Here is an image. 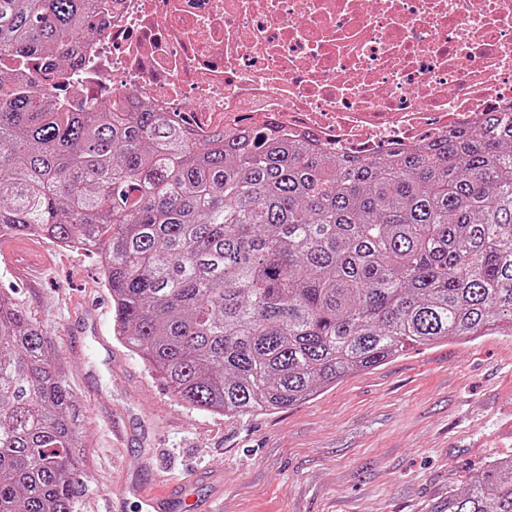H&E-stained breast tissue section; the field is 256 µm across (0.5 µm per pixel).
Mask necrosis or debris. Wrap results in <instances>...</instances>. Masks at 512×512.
I'll list each match as a JSON object with an SVG mask.
<instances>
[{
  "mask_svg": "<svg viewBox=\"0 0 512 512\" xmlns=\"http://www.w3.org/2000/svg\"><path fill=\"white\" fill-rule=\"evenodd\" d=\"M73 107L134 93L214 127L314 134L339 154L405 149L512 107V0H112Z\"/></svg>",
  "mask_w": 512,
  "mask_h": 512,
  "instance_id": "obj_1",
  "label": "necrosis or debris"
}]
</instances>
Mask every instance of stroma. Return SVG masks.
Wrapping results in <instances>:
<instances>
[{
  "label": "stroma",
  "instance_id": "stroma-1",
  "mask_svg": "<svg viewBox=\"0 0 512 512\" xmlns=\"http://www.w3.org/2000/svg\"><path fill=\"white\" fill-rule=\"evenodd\" d=\"M4 245L0 292L43 329L77 401L74 512H110L122 481L157 471L199 512H434L512 455L510 336L412 349L288 408L208 412L117 338L99 256L28 236Z\"/></svg>",
  "mask_w": 512,
  "mask_h": 512
}]
</instances>
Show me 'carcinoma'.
Wrapping results in <instances>:
<instances>
[{
	"label": "carcinoma",
	"mask_w": 512,
	"mask_h": 512,
	"mask_svg": "<svg viewBox=\"0 0 512 512\" xmlns=\"http://www.w3.org/2000/svg\"><path fill=\"white\" fill-rule=\"evenodd\" d=\"M100 0H0V235L98 251L116 336L181 403L297 405L409 347L512 333V120L334 155L140 104L73 108L29 68L77 65ZM73 397L0 294V512H72ZM437 512H512V455Z\"/></svg>",
	"instance_id": "1"
}]
</instances>
